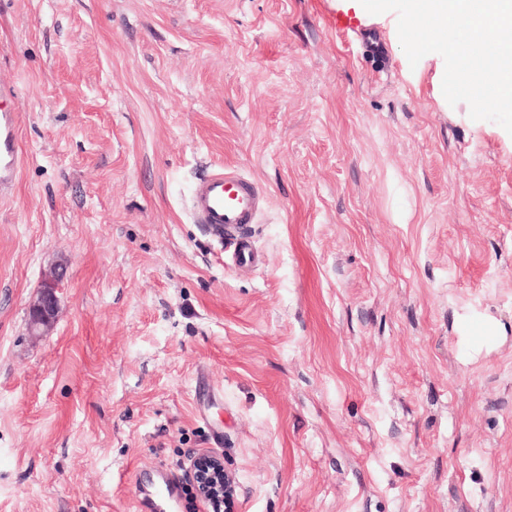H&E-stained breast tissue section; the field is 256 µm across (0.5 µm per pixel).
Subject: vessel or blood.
Instances as JSON below:
<instances>
[{
    "mask_svg": "<svg viewBox=\"0 0 512 512\" xmlns=\"http://www.w3.org/2000/svg\"><path fill=\"white\" fill-rule=\"evenodd\" d=\"M16 95L14 87L0 85V190L13 184L21 163L17 147V115L8 103ZM260 206L256 185L234 171L203 176L189 197L195 223L204 225L216 240L230 239L232 259L243 265L253 260V250L243 235L254 223Z\"/></svg>",
    "mask_w": 512,
    "mask_h": 512,
    "instance_id": "1",
    "label": "vessel or blood"
}]
</instances>
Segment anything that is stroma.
Here are the masks:
<instances>
[{
  "label": "stroma",
  "instance_id": "1",
  "mask_svg": "<svg viewBox=\"0 0 512 512\" xmlns=\"http://www.w3.org/2000/svg\"><path fill=\"white\" fill-rule=\"evenodd\" d=\"M337 14L0 0V512H154L201 453L235 512H512V142ZM227 167L252 267L185 211ZM15 95L14 87L0 85V192L13 184L21 163L17 147V115L7 106ZM66 278V268L51 266L44 274L40 291L29 308V327L31 331H46L53 327L58 311V291Z\"/></svg>",
  "mask_w": 512,
  "mask_h": 512
}]
</instances>
